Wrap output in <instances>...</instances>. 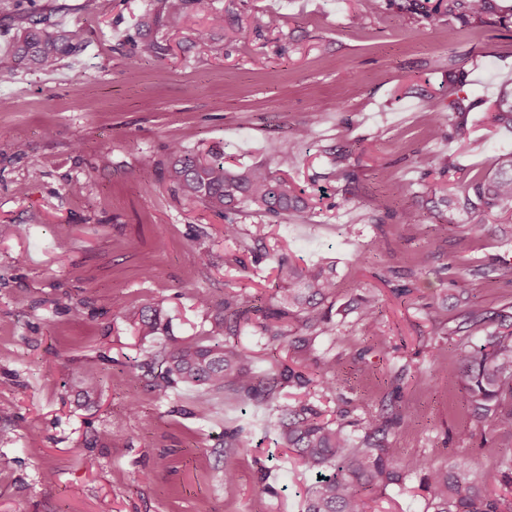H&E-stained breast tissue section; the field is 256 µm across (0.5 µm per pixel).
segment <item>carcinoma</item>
Here are the masks:
<instances>
[{"label": "carcinoma", "instance_id": "1", "mask_svg": "<svg viewBox=\"0 0 512 512\" xmlns=\"http://www.w3.org/2000/svg\"><path fill=\"white\" fill-rule=\"evenodd\" d=\"M159 7L146 11L138 25L139 39L134 41L138 57L161 59L168 46L160 31L174 28L189 11L203 0H157ZM389 5L424 21L431 30L445 24L464 27L505 26L512 23V7L498 0H389ZM83 51L78 31L49 27L42 18L30 16L17 26L10 54L15 64L28 72L54 71L66 58L75 59ZM459 100L448 102V125L456 138L463 140L467 128L453 121L462 114ZM492 122L512 126V90L503 88L494 103ZM294 153H278L267 164L230 168L224 165V147L213 146L205 154L194 153L178 142L168 148L165 167L167 180L177 195L189 204L201 205L228 220L224 238L236 239L241 233L234 217L250 211L255 216L284 220L304 218L312 210L310 199L286 182L280 174L298 166ZM427 169L440 167L451 173L457 168L454 155L439 162L428 156L419 161ZM426 209L438 218V227L455 225L460 214L467 216L470 231L486 229V218H512V152L498 156L493 167L475 175L462 193L435 192L421 196ZM277 285L270 305L262 310L259 327L268 340L287 344L296 351L309 348L320 328L331 321L332 299L336 288V264H299L283 255L273 256ZM378 297L356 295L353 309L361 324L380 336ZM252 309L238 306L234 297L224 299V315L216 322L212 335L223 340L213 344L182 343L162 354L164 370L154 388L165 395L180 384L206 392L228 391L243 400L272 403L284 382L306 387L315 382L323 389L334 380H312L286 366L264 376L254 371V357L235 337L241 324L250 320ZM296 319V330L288 329V319ZM137 332L147 338L162 331L160 313L145 306L136 321ZM436 375L450 382H464L466 402L473 417L488 421L500 436L512 440V313L499 312L495 328L481 344L458 350L456 365L440 368ZM83 401L101 394L97 371L89 367L81 373ZM340 419L332 423L321 419L320 411L309 403L277 408L265 424V431L277 443L293 451L302 464L318 478L308 490L304 512H370V494L376 488L398 484L406 473L421 475L427 512H512V501L488 490L492 477L484 469L463 462L448 469L425 459L398 461V449L391 447L392 427L399 424L400 413L391 407L375 417L358 422L359 432L346 430Z\"/></svg>", "mask_w": 512, "mask_h": 512}]
</instances>
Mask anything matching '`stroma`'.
Instances as JSON below:
<instances>
[{"mask_svg": "<svg viewBox=\"0 0 512 512\" xmlns=\"http://www.w3.org/2000/svg\"><path fill=\"white\" fill-rule=\"evenodd\" d=\"M156 3L0 0V512H304L313 473L262 430L273 406L299 400L331 421L394 404L403 416L391 438L399 459L466 461L499 478L505 445L473 420L462 383L434 370L453 365L460 343L482 340L512 307V282L468 277L469 305H449L439 326L428 312L453 295L463 268L512 262V222L481 235L435 234L432 214L416 225L401 212L420 186L461 190L512 152V129L485 120L512 85V24L433 31L387 0H206L166 31L165 60L131 63L137 20ZM224 9L239 24L216 30L207 48L189 47L186 34ZM31 14L81 29L89 67L16 70L9 40ZM257 16L269 26L255 27ZM452 68L462 75L455 87ZM457 97L471 105L462 142L433 126ZM305 122L313 134L301 143L294 129ZM174 141L194 151L222 144L230 167L299 154L288 181L311 197L310 215L271 223L244 213L241 236L225 240L222 218L165 182ZM332 152L347 154L354 181L331 167ZM425 153L456 155L459 168L425 175L417 163ZM383 170L407 196L391 197ZM275 254L335 262L332 324L300 353L268 344L254 327L239 344L262 375L283 364L336 367L334 388L285 383L271 406L187 384L158 394L156 352L171 339L209 341L227 294L267 306ZM202 290L206 308L196 301ZM364 291L381 300L384 342L348 312ZM119 298L121 317L112 313ZM149 303L167 333L144 339L134 322ZM471 308L487 319L460 331ZM88 366L102 381L92 405L73 386ZM241 425L246 447L225 454V432ZM370 506L427 512L419 475L376 489Z\"/></svg>", "mask_w": 512, "mask_h": 512, "instance_id": "1", "label": "stroma"}]
</instances>
